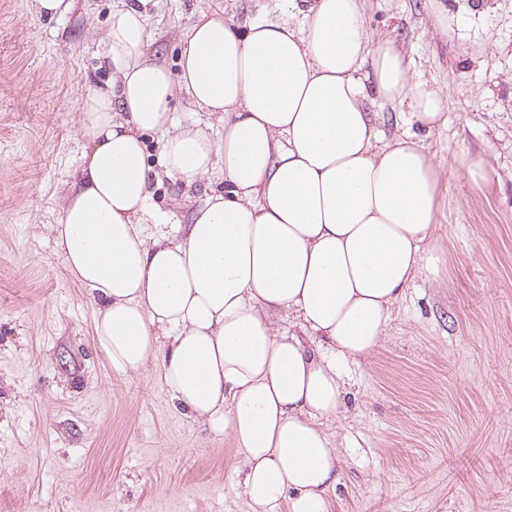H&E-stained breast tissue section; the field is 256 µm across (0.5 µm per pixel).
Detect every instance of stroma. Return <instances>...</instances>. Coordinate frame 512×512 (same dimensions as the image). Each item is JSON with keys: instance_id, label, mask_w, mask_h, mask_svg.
<instances>
[{"instance_id": "1", "label": "stroma", "mask_w": 512, "mask_h": 512, "mask_svg": "<svg viewBox=\"0 0 512 512\" xmlns=\"http://www.w3.org/2000/svg\"><path fill=\"white\" fill-rule=\"evenodd\" d=\"M119 0H0V512H252L243 456L176 409L158 368L111 367L86 288L49 232L81 163L88 93L108 89ZM446 121L418 138L442 177L437 283L416 281L377 351L350 366L327 431L343 459L330 512H512V0L440 32L431 0H363ZM282 19L280 0H151L150 57L178 71L200 15ZM162 176L155 203L223 190Z\"/></svg>"}]
</instances>
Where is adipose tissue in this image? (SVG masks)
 <instances>
[{
    "instance_id": "adipose-tissue-1",
    "label": "adipose tissue",
    "mask_w": 512,
    "mask_h": 512,
    "mask_svg": "<svg viewBox=\"0 0 512 512\" xmlns=\"http://www.w3.org/2000/svg\"><path fill=\"white\" fill-rule=\"evenodd\" d=\"M150 0L109 15L112 88L87 96L82 164L51 225L95 307L116 370L156 364L176 407L243 455L254 512H330L340 452L325 430L345 371L383 341L392 308L448 260L434 244L441 177L379 109L442 120L395 39L371 40L360 0H285L288 17L191 26L172 75L146 53ZM224 125H180L176 89ZM166 176L220 174L188 223L152 201L145 134ZM384 116H385V123L381 126L383 131L385 132V136L390 137L394 134H400L402 131L406 130L408 128V124L405 122H402V120L399 117L398 112H405L404 113V121L405 119H408L410 112L409 107L407 104H404L402 106H398L394 109L385 108L384 109Z\"/></svg>"
}]
</instances>
